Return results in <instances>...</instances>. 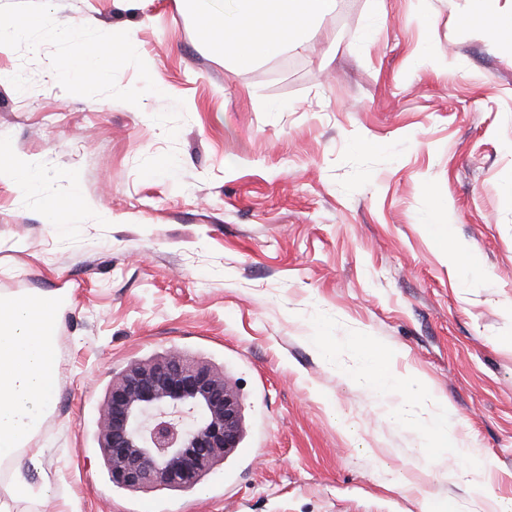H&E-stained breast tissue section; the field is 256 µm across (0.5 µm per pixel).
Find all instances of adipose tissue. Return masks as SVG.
<instances>
[{
  "mask_svg": "<svg viewBox=\"0 0 512 512\" xmlns=\"http://www.w3.org/2000/svg\"><path fill=\"white\" fill-rule=\"evenodd\" d=\"M224 58L252 64L306 47L334 0H222ZM53 312L42 300L0 297V459L15 458L57 391Z\"/></svg>",
  "mask_w": 512,
  "mask_h": 512,
  "instance_id": "adipose-tissue-1",
  "label": "adipose tissue"
}]
</instances>
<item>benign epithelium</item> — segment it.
I'll return each mask as SVG.
<instances>
[{"mask_svg":"<svg viewBox=\"0 0 512 512\" xmlns=\"http://www.w3.org/2000/svg\"><path fill=\"white\" fill-rule=\"evenodd\" d=\"M243 432L242 402L224 374L178 351L115 376L98 420L112 482L133 488L194 483Z\"/></svg>","mask_w":512,"mask_h":512,"instance_id":"7a95c632","label":"benign epithelium"}]
</instances>
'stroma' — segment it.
Returning a JSON list of instances; mask_svg holds the SVG:
<instances>
[{
	"mask_svg": "<svg viewBox=\"0 0 512 512\" xmlns=\"http://www.w3.org/2000/svg\"><path fill=\"white\" fill-rule=\"evenodd\" d=\"M1 14L36 36L0 47V294L53 295L58 376L7 512H466L417 434L325 367L318 312L425 379L512 498V46L492 31L512 0H338L293 71L228 68L220 14L189 0ZM424 43L446 68L410 69ZM171 349L224 372L244 437L195 492L131 493L97 421L113 375Z\"/></svg>",
	"mask_w": 512,
	"mask_h": 512,
	"instance_id": "obj_1",
	"label": "stroma"
}]
</instances>
